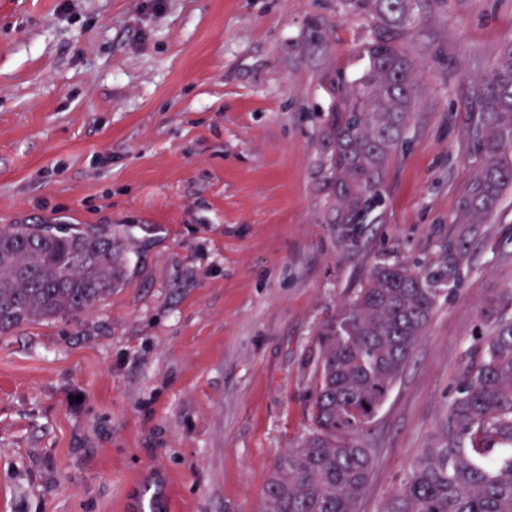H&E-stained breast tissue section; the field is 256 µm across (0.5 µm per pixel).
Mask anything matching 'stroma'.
Wrapping results in <instances>:
<instances>
[{
    "label": "stroma",
    "instance_id": "stroma-1",
    "mask_svg": "<svg viewBox=\"0 0 512 512\" xmlns=\"http://www.w3.org/2000/svg\"><path fill=\"white\" fill-rule=\"evenodd\" d=\"M372 31L351 0H0V226L129 243L92 312L0 335V512H264L311 430L318 331L375 264L439 265L458 236L512 0H430L402 33L420 92L351 239L321 125ZM511 290L512 192L370 427L358 512L401 488Z\"/></svg>",
    "mask_w": 512,
    "mask_h": 512
}]
</instances>
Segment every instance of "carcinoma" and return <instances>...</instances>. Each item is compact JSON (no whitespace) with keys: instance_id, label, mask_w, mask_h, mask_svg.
Returning a JSON list of instances; mask_svg holds the SVG:
<instances>
[{"instance_id":"1","label":"carcinoma","mask_w":512,"mask_h":512,"mask_svg":"<svg viewBox=\"0 0 512 512\" xmlns=\"http://www.w3.org/2000/svg\"><path fill=\"white\" fill-rule=\"evenodd\" d=\"M420 0H353L372 19L365 65L333 87L323 135L324 185L335 223L355 238L381 203L394 151L415 111L418 81L399 47L420 18ZM477 171L455 224H484L512 189V43L498 52L477 93ZM0 333L75 318L112 295L128 275L127 245L112 228L53 224L0 227ZM461 252L416 271L375 266L352 302L318 337L312 432L277 461L265 512H358L375 449L363 442L425 335ZM493 330L474 348L430 446L383 512H512V293L487 309Z\"/></svg>"}]
</instances>
